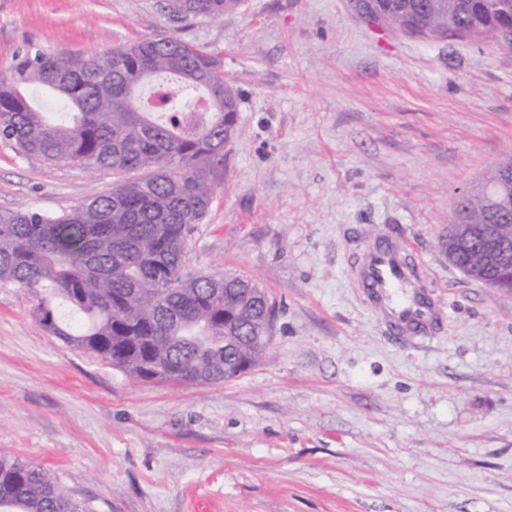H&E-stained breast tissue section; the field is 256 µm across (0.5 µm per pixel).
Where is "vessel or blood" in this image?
I'll return each mask as SVG.
<instances>
[{"label":"vessel or blood","instance_id":"1","mask_svg":"<svg viewBox=\"0 0 512 512\" xmlns=\"http://www.w3.org/2000/svg\"><path fill=\"white\" fill-rule=\"evenodd\" d=\"M354 266L359 287L385 305L387 323L398 333L420 334L433 327L437 311L421 294L419 261L406 246L364 244Z\"/></svg>","mask_w":512,"mask_h":512}]
</instances>
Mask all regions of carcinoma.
I'll return each instance as SVG.
<instances>
[{
    "instance_id": "carcinoma-1",
    "label": "carcinoma",
    "mask_w": 512,
    "mask_h": 512,
    "mask_svg": "<svg viewBox=\"0 0 512 512\" xmlns=\"http://www.w3.org/2000/svg\"><path fill=\"white\" fill-rule=\"evenodd\" d=\"M496 0H373L366 16L400 31L512 45V20ZM241 0H171L177 15L216 18ZM176 81L154 107L142 87ZM36 87L68 107L48 120L27 94ZM202 92L208 112H186L169 95ZM238 93L219 52L175 36L91 55L31 48L0 74V139L24 157L112 172L115 187L60 214L0 211V286L25 289L38 324L67 346L91 351L144 381L216 384L234 378L270 343L258 299L240 275L186 270L187 241L211 207L236 131ZM462 212L475 224H511L483 194ZM478 279L498 269L466 255ZM0 512H91L58 476L0 449Z\"/></svg>"
}]
</instances>
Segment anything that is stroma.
Listing matches in <instances>:
<instances>
[{
    "label": "stroma",
    "instance_id": "stroma-1",
    "mask_svg": "<svg viewBox=\"0 0 512 512\" xmlns=\"http://www.w3.org/2000/svg\"><path fill=\"white\" fill-rule=\"evenodd\" d=\"M355 3L243 0L211 20L169 0H0V72L30 45L172 35L220 49L240 95L187 270L265 290L272 339L253 367L133 379L0 287V450L93 512H512V302L441 247L456 198L512 155V47L405 34ZM113 186L0 140V210L59 213ZM380 238L420 258L432 335L391 334L350 273Z\"/></svg>",
    "mask_w": 512,
    "mask_h": 512
}]
</instances>
